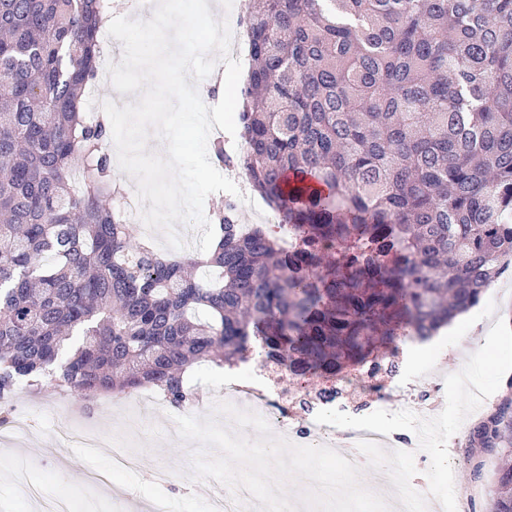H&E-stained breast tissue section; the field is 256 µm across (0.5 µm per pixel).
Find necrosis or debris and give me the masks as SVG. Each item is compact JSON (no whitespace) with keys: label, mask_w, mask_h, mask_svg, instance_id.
Masks as SVG:
<instances>
[{"label":"necrosis or debris","mask_w":512,"mask_h":512,"mask_svg":"<svg viewBox=\"0 0 512 512\" xmlns=\"http://www.w3.org/2000/svg\"><path fill=\"white\" fill-rule=\"evenodd\" d=\"M414 346L410 340L401 341L397 348V365L388 375L373 374L371 365L364 364L355 369L337 374L331 387H317L298 394L286 371L267 364L262 357H255L247 366L248 383H240L237 376L230 374L224 378V399L257 411L266 419L269 426L278 429L281 436L297 445L334 446L336 436H343L353 446L350 461L362 464L365 457L357 445L363 440H373L382 447L395 448L411 443L415 435H383L369 430L348 429L337 433L335 427L318 424L315 415L319 410L336 408L353 416H364L384 406L390 392H402L405 400L418 401L421 405L443 404L440 385L431 390L422 386L401 368L412 354ZM300 415L301 422L288 428L284 418Z\"/></svg>","instance_id":"1"}]
</instances>
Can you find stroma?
Returning a JSON list of instances; mask_svg holds the SVG:
<instances>
[{
  "instance_id": "35a3bbf8",
  "label": "stroma",
  "mask_w": 512,
  "mask_h": 512,
  "mask_svg": "<svg viewBox=\"0 0 512 512\" xmlns=\"http://www.w3.org/2000/svg\"><path fill=\"white\" fill-rule=\"evenodd\" d=\"M491 300L481 301L454 324L459 343L419 346L406 366L408 374L422 382L443 381L458 372L468 356L485 342L496 320L512 325V268L501 274L491 288ZM194 396L178 409L164 401L158 389L150 394L156 407L140 413L143 424L130 434L126 424L134 409L123 399L107 395L89 400L76 390L41 393L22 387L11 406L35 421L26 432L0 439V512H40L39 499L27 487L39 490L40 499L73 501L74 512H147L157 499L174 504L179 512H210L212 499L221 493L216 482L188 479L189 458L196 445L170 438L175 415L200 417L211 413L224 398V375L220 367L198 365L185 379ZM121 437L136 457L135 467L112 468V439ZM447 449L454 468L456 497L464 501V512H489L493 481L499 459L495 452H469L462 432L455 433ZM482 465L481 481H474V463Z\"/></svg>"
}]
</instances>
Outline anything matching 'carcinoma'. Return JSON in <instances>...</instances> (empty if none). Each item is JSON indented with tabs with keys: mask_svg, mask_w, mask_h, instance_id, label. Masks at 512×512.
<instances>
[{
	"mask_svg": "<svg viewBox=\"0 0 512 512\" xmlns=\"http://www.w3.org/2000/svg\"><path fill=\"white\" fill-rule=\"evenodd\" d=\"M107 0H0V396H87L234 366L258 340L291 378L423 341L512 261V0H248L241 154L212 142L288 224L216 204L219 247L180 259L112 207V128L87 118ZM501 456L512 382L466 435Z\"/></svg>",
	"mask_w": 512,
	"mask_h": 512,
	"instance_id": "obj_1",
	"label": "carcinoma"
}]
</instances>
